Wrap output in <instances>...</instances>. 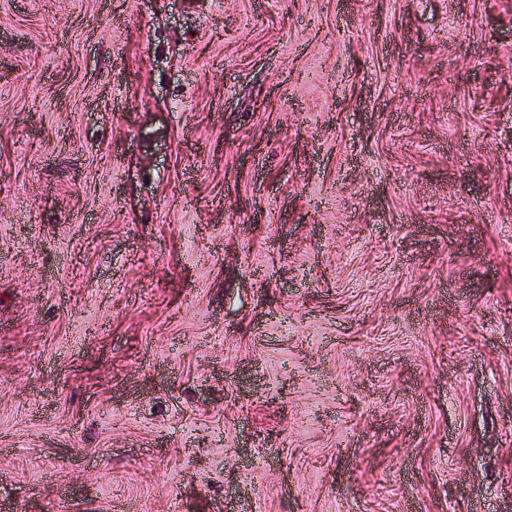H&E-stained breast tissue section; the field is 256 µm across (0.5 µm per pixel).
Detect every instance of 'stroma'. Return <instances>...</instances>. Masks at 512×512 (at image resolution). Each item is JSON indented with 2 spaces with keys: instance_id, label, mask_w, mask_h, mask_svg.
<instances>
[{
  "instance_id": "obj_1",
  "label": "stroma",
  "mask_w": 512,
  "mask_h": 512,
  "mask_svg": "<svg viewBox=\"0 0 512 512\" xmlns=\"http://www.w3.org/2000/svg\"><path fill=\"white\" fill-rule=\"evenodd\" d=\"M0 505L512 512V0H0Z\"/></svg>"
}]
</instances>
